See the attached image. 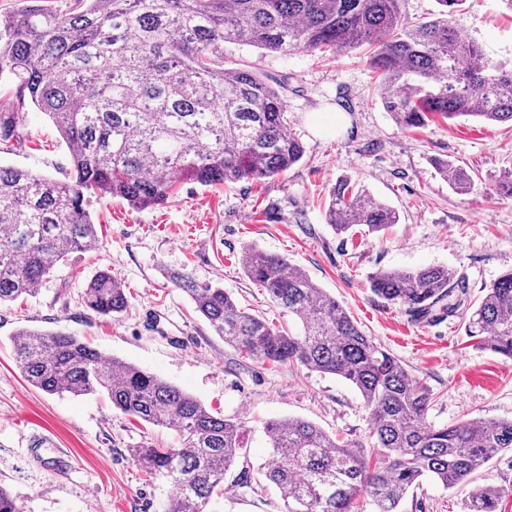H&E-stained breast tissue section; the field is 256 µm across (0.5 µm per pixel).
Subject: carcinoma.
Instances as JSON below:
<instances>
[{"label": "carcinoma", "instance_id": "cac0c4a2", "mask_svg": "<svg viewBox=\"0 0 512 512\" xmlns=\"http://www.w3.org/2000/svg\"><path fill=\"white\" fill-rule=\"evenodd\" d=\"M0 13V80L16 87L0 112V141H20L25 107L56 125L70 156L59 182L0 166V304L29 295L69 254L99 241L87 195L105 193L137 208L176 194V174L202 186L279 177L303 157L290 130L288 101L248 67H224V43L272 52L336 54L365 46L384 86L382 102L401 128L437 117L512 124V66L486 58L460 36L452 16L465 0H438L432 20L407 24L402 0H20ZM459 192L473 179L443 161ZM337 234L363 225L381 233L399 222L394 209L343 179L330 193ZM243 271L300 325L282 332L239 307L223 287L171 278L209 325L247 356L342 378L370 415L367 442L342 441L312 422L265 424L272 453L265 477L286 512H400L425 479L446 488L494 455L512 451V419L424 422L433 393L359 328L335 298L276 254L245 250ZM372 292L415 322L461 307L462 283L443 266L378 271ZM84 305L117 318L129 300L120 282L99 272ZM468 336L512 361V270L465 313ZM26 381L48 394L104 392L121 413L176 433L177 447H148L145 471L177 487L170 512H208L243 448L241 422L214 416L202 402L154 374L106 359L79 337L22 329L13 337ZM0 512H25L0 488Z\"/></svg>", "mask_w": 512, "mask_h": 512}]
</instances>
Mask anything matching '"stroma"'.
Listing matches in <instances>:
<instances>
[{"mask_svg": "<svg viewBox=\"0 0 512 512\" xmlns=\"http://www.w3.org/2000/svg\"><path fill=\"white\" fill-rule=\"evenodd\" d=\"M453 24L481 43L490 61L512 60V10L502 0H465ZM224 64L251 67L284 86L291 130L304 155L278 178L204 187L180 177L174 197L145 209L92 195L98 242L70 254L32 294L0 305V486L27 512H169L175 486L146 474L133 451L172 448L177 439L173 431L122 414L104 393L48 395L30 386L12 354L11 338L23 328L74 333L104 357L192 395L213 415L244 422V446L212 512H284L274 487L251 489L262 481L270 453L268 421L299 418L345 440H366L369 414L349 382L240 353L168 278L170 271L186 270L197 282L221 285L268 323L298 331L244 274L250 247L304 270L367 336L425 382L434 394L428 424L512 419V361L476 348L464 315L415 323L369 287L379 270L443 265L463 282L461 297L472 305L512 270V125L463 118L401 129L383 107L380 80L362 47L333 56L228 43ZM20 136L21 148L0 149L1 166L63 178L69 154L47 115L27 107ZM440 160L467 172L473 191H453L436 166ZM343 176L396 209L399 223L379 234L361 226L336 234L326 209ZM102 270L128 296L130 307L120 318H102L81 302ZM31 435L52 437L72 458V470L52 469L30 453ZM243 471L249 483L239 482ZM482 489L495 493L496 512H512L511 451L453 488L423 481L400 512H473L472 497Z\"/></svg>", "mask_w": 512, "mask_h": 512, "instance_id": "1", "label": "stroma"}]
</instances>
